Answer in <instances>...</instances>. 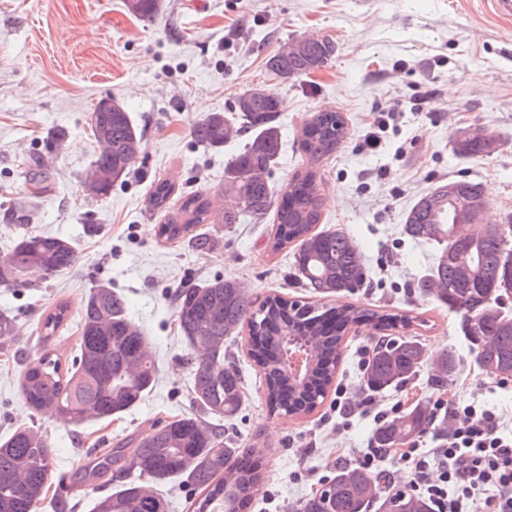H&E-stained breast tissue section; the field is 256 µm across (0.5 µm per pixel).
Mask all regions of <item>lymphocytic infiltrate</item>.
I'll return each mask as SVG.
<instances>
[{"mask_svg":"<svg viewBox=\"0 0 512 512\" xmlns=\"http://www.w3.org/2000/svg\"><path fill=\"white\" fill-rule=\"evenodd\" d=\"M433 447L369 446L359 461L369 470L390 462L406 470V484L387 477L385 492L401 490L429 512H512V435L506 417L474 403L439 398L431 406Z\"/></svg>","mask_w":512,"mask_h":512,"instance_id":"f902f5d3","label":"lymphocytic infiltrate"}]
</instances>
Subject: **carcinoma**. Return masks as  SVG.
<instances>
[{"label": "carcinoma", "instance_id": "cac0c4a2", "mask_svg": "<svg viewBox=\"0 0 512 512\" xmlns=\"http://www.w3.org/2000/svg\"><path fill=\"white\" fill-rule=\"evenodd\" d=\"M163 0H135L131 15L142 22L155 20ZM329 40L305 39L293 53L269 58L275 75L290 79L322 68L333 56ZM282 100L273 91L253 88L236 101L235 112H212L193 130L195 142L219 150L242 132L250 133L243 149L224 166V209L214 213L206 193L175 195L166 180L150 184L153 209L176 211L158 225L159 238H190L205 250L210 239L195 229L201 224H239L249 219L261 224L274 213L273 252L291 248L292 269L299 287L318 296H332L361 287L367 278L365 256L354 240L339 229H316L321 223L323 197L315 173L295 174L282 197H277L272 172L281 148ZM95 141L107 139L83 174V184L105 197L124 181L142 153L143 140L130 112L122 105L97 113L90 125ZM463 158L493 153L497 141L483 129L461 132ZM345 122L337 112H317L301 128L299 149L309 163L326 159L341 147ZM458 196L435 186L419 198L405 216L404 235L434 246L430 271L412 285L458 314L464 335L478 365L503 379H512V306L505 277L512 278V218L480 234L466 231L458 215L470 201L485 195L482 184L459 179ZM77 252L63 238L25 232L0 255V286L29 288L74 266ZM175 313L187 344L185 363L191 372V394L200 414L159 423L147 439L128 438L99 457L80 475L82 481L104 477L112 469L127 478L113 491L94 499L91 512H167L159 496L160 484L182 480L202 491L192 512H238L262 483L258 462L237 448L225 430L208 418L236 416L246 402L242 378L224 340L248 328L261 337L250 344V356L263 370L266 405L272 416L301 417L314 413L333 386L341 348L348 331L359 325L379 330L405 327L407 314L348 304L327 307L279 295L258 303L239 280L213 278L177 291ZM69 323L68 306L50 309L40 324L45 347L38 359L23 364L19 390L37 412L51 411L82 425L106 421L136 407L156 383L155 358L147 336L128 316L124 296L102 283L89 292L80 316L79 348L62 361L51 342ZM14 318L0 312V339L15 340ZM304 349L308 370L298 379L289 370L291 353ZM427 360L437 372V383H448L456 370L455 355H427L414 338L388 336L373 347L362 372L366 389L379 394L406 383ZM431 423V409L418 403L385 423L375 433L381 448L404 445L421 437ZM51 450L48 439L32 426H17L0 438V512H38L50 482ZM381 476L357 463L341 468L319 492L299 504L297 512H428L418 500L396 493L377 495Z\"/></svg>", "mask_w": 512, "mask_h": 512}]
</instances>
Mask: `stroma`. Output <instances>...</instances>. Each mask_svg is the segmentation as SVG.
Listing matches in <instances>:
<instances>
[{"label":"stroma","instance_id":"stroma-1","mask_svg":"<svg viewBox=\"0 0 512 512\" xmlns=\"http://www.w3.org/2000/svg\"><path fill=\"white\" fill-rule=\"evenodd\" d=\"M163 15L135 19L123 0H0V252L19 231L72 241L75 266L36 288L0 287V312L20 328L17 343L0 355V436L19 425L43 431L51 446L52 482L73 478L87 466L89 449L103 450L140 436L158 421L197 413L186 342L174 313L177 289L221 277L244 281L257 299L303 291L292 278L291 258L271 252L272 221L231 226L204 224L212 240L198 251L159 239L162 213L149 203L152 179L181 193L217 195L224 166L241 148L233 141L214 151L198 146L194 126L208 113H232L251 88L274 90L282 99V147L273 171L276 186L314 169L325 199L322 225L354 238L367 259L369 281L345 302L408 312L410 337L427 352L453 351L458 367L447 385L435 386L423 364L408 384L368 396L361 385L363 348L374 330L352 328L337 385L369 412L338 416L335 393L304 418L269 415L258 370L247 355L248 336L230 342L241 367L247 402L229 424L238 446L260 458L265 480L241 512H294L331 480L337 449L356 450L373 441L375 412L393 401L425 402L450 394L512 413V380L489 375L475 362L455 313L412 284L429 267L433 249L402 233L413 203L435 185L465 177L482 182L487 217L502 223L512 215V18L495 16L486 0H165ZM335 45L319 70L284 80L267 67L269 57L301 38ZM429 93V108L415 98ZM112 99L124 105L143 139L135 172L110 195H87L82 175L97 150L89 116ZM340 112L344 143L336 154L308 165L299 149L300 129L312 113ZM393 112L381 147L364 148L374 113ZM65 129L56 144L53 135ZM469 128L488 129L499 147L466 159L453 154L454 137ZM39 172L42 191L27 181ZM33 198L23 224L11 217L13 202ZM108 283L127 301L128 315L148 337L158 362V380L135 408L109 422L82 427L49 413L37 414L18 389L22 359H36L35 338L43 311L69 307L70 323L60 349L71 353L76 325L91 288ZM113 487L102 480L74 482L59 498L49 491L39 512H90L97 496Z\"/></svg>","mask_w":512,"mask_h":512}]
</instances>
